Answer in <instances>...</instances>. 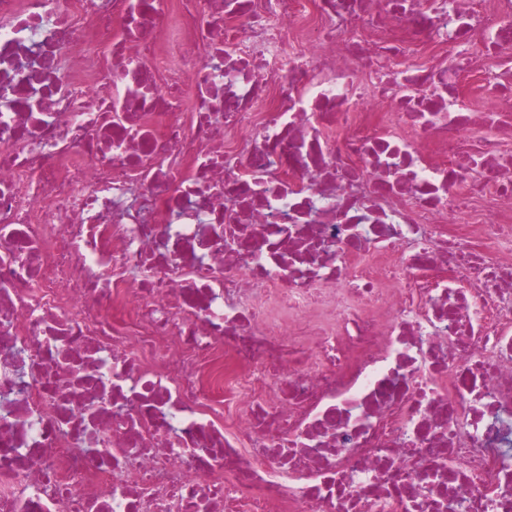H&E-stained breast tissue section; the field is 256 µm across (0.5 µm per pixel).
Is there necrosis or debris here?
I'll list each match as a JSON object with an SVG mask.
<instances>
[{
  "mask_svg": "<svg viewBox=\"0 0 512 512\" xmlns=\"http://www.w3.org/2000/svg\"><path fill=\"white\" fill-rule=\"evenodd\" d=\"M512 0H0V512H512Z\"/></svg>",
  "mask_w": 512,
  "mask_h": 512,
  "instance_id": "4bbe7bcc",
  "label": "necrosis or debris"
}]
</instances>
